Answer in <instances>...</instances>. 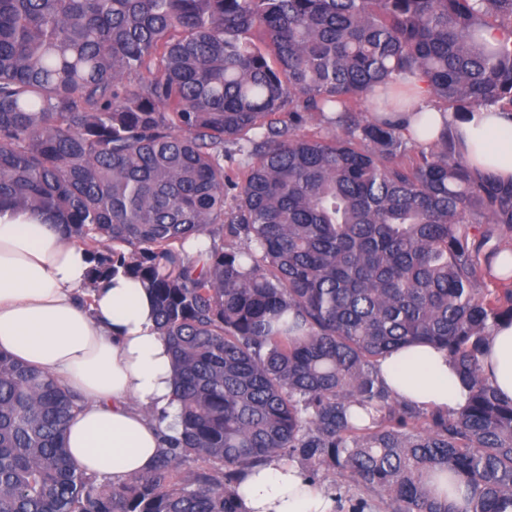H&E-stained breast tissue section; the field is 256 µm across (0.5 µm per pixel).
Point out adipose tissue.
Instances as JSON below:
<instances>
[{"mask_svg":"<svg viewBox=\"0 0 512 512\" xmlns=\"http://www.w3.org/2000/svg\"><path fill=\"white\" fill-rule=\"evenodd\" d=\"M412 103L397 115L405 138L427 147L449 132L472 171L512 183V111L438 108L419 79ZM90 268L61 225L0 211V349L80 394L83 407L64 432L71 460L117 483L150 471L180 431L173 355L151 290L121 273L91 283ZM377 371L395 397L422 407L453 411L468 396L446 351L427 343L379 359ZM483 371L512 399V323L492 327ZM238 495L243 512H337L333 492L283 460L249 472Z\"/></svg>","mask_w":512,"mask_h":512,"instance_id":"adipose-tissue-1","label":"adipose tissue"}]
</instances>
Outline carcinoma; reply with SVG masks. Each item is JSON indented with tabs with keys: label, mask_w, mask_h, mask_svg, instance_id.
<instances>
[{
	"label": "carcinoma",
	"mask_w": 512,
	"mask_h": 512,
	"mask_svg": "<svg viewBox=\"0 0 512 512\" xmlns=\"http://www.w3.org/2000/svg\"><path fill=\"white\" fill-rule=\"evenodd\" d=\"M486 28L512 33V0H0V206L64 225L92 281L151 289L181 425L149 473L99 482L63 443L78 396L0 350V512H242L274 460L347 476L352 512H458L462 485L467 512L512 503V399L482 373L512 322L483 251L512 236V186L445 132L417 152L362 117L414 77L446 110H512V42ZM423 342L461 410L379 378Z\"/></svg>",
	"instance_id": "obj_1"
}]
</instances>
